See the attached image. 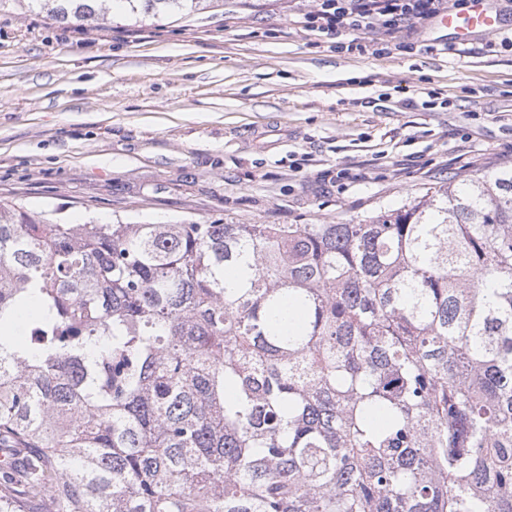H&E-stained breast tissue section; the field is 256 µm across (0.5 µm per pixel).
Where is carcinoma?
Segmentation results:
<instances>
[{"mask_svg":"<svg viewBox=\"0 0 512 512\" xmlns=\"http://www.w3.org/2000/svg\"><path fill=\"white\" fill-rule=\"evenodd\" d=\"M116 1L199 2L25 0ZM0 512H512V165L354 224L0 200Z\"/></svg>","mask_w":512,"mask_h":512,"instance_id":"carcinoma-1","label":"carcinoma"}]
</instances>
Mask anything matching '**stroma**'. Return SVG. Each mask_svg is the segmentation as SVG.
I'll return each instance as SVG.
<instances>
[{"mask_svg": "<svg viewBox=\"0 0 512 512\" xmlns=\"http://www.w3.org/2000/svg\"><path fill=\"white\" fill-rule=\"evenodd\" d=\"M340 50L312 0L135 19L0 8V199L128 224H344L512 165V0ZM487 0H469L463 13L450 11L440 18V23L452 29L461 41L467 40L474 30L494 32L501 24V16L487 6Z\"/></svg>", "mask_w": 512, "mask_h": 512, "instance_id": "35a3bbf8", "label": "stroma"}]
</instances>
